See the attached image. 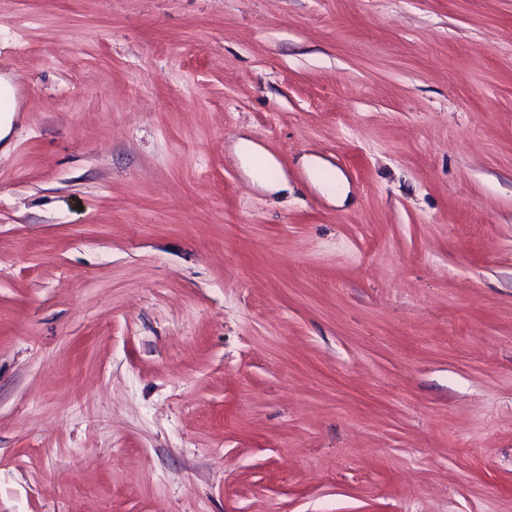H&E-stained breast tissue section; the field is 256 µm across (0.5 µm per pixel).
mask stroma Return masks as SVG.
Here are the masks:
<instances>
[{
	"mask_svg": "<svg viewBox=\"0 0 512 512\" xmlns=\"http://www.w3.org/2000/svg\"><path fill=\"white\" fill-rule=\"evenodd\" d=\"M18 75L0 512H512V0H0ZM238 148L255 182L266 189L288 191V181L283 174H279L274 179L267 177V170L275 165L274 160L267 153L245 138L239 140Z\"/></svg>",
	"mask_w": 512,
	"mask_h": 512,
	"instance_id": "obj_1",
	"label": "stroma"
}]
</instances>
